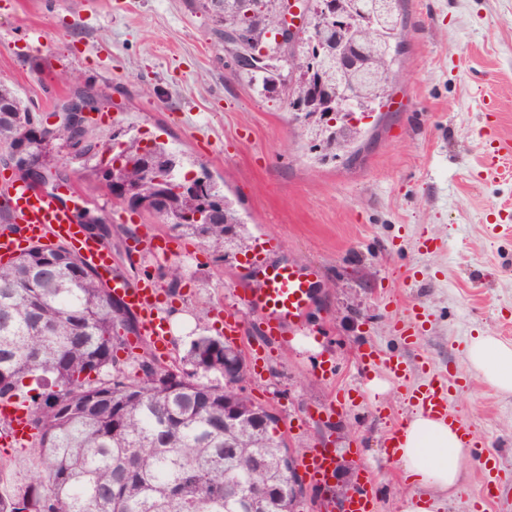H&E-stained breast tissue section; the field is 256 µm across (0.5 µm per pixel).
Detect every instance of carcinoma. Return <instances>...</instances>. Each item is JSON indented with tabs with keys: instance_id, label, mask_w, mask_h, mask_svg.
I'll return each mask as SVG.
<instances>
[{
	"instance_id": "carcinoma-1",
	"label": "carcinoma",
	"mask_w": 512,
	"mask_h": 512,
	"mask_svg": "<svg viewBox=\"0 0 512 512\" xmlns=\"http://www.w3.org/2000/svg\"><path fill=\"white\" fill-rule=\"evenodd\" d=\"M276 0H205L204 8L219 23L220 35L239 32L262 42L278 65L271 69L237 67V76L263 89L280 84L288 107L306 111L308 91L293 78L311 72L314 83L344 91L357 87L373 106L389 100L400 77L401 51L381 52L370 39L360 47V65L336 80L333 61L310 41L336 40L332 28H312L297 41L312 46L305 56L266 38L278 23ZM405 17L384 21L381 37L405 40ZM39 117L9 86L0 83V159L23 142L28 125ZM48 143L32 151L49 171L68 176L63 150L69 128L46 134ZM325 153L336 157L353 143L351 136L321 135ZM112 174L151 196L162 189L182 210L201 197L215 201L213 224H172L174 236L199 239L224 254L225 224L241 237L243 221L206 170L195 183L202 196L182 190L183 158L162 142L153 143L150 159L132 139L112 155ZM161 179L160 184L153 180ZM139 337L143 352H128L133 369L118 364L116 353ZM232 343L212 336L194 339L180 366L157 363L141 337L136 315L69 246L57 242L29 244L0 260V403L29 402L32 430L27 446L37 471L25 484L0 491V512H279L291 494L280 465L288 454V433L276 436L260 413L264 406L251 395L239 397L244 421L224 428V398L234 390L204 381L224 373V350Z\"/></svg>"
}]
</instances>
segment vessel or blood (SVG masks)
I'll return each instance as SVG.
<instances>
[{
    "label": "vessel or blood",
    "mask_w": 512,
    "mask_h": 512,
    "mask_svg": "<svg viewBox=\"0 0 512 512\" xmlns=\"http://www.w3.org/2000/svg\"><path fill=\"white\" fill-rule=\"evenodd\" d=\"M512 157V140L488 134L482 146V158L487 174L497 175L502 160ZM11 205L14 221L20 224V236L0 233V255L8 257L16 252L21 242L48 236L69 244L112 287L114 296L120 298L138 317L141 328L157 350H164L168 343L170 326L159 313L162 290L152 278L140 280L135 287L112 274L109 250L102 243L85 235L75 224L68 208L48 193L30 190L17 184L11 188ZM244 278L260 282L256 291L243 294V307L258 314L269 339H281L287 330L298 325L310 299V282L306 272L292 264L259 262L243 271ZM367 364L384 367L397 380L405 378L407 364L400 358H386L376 350L363 354ZM457 385L456 376L443 371L428 373L424 383L407 393L410 409L425 416L448 423L462 436L473 437L470 423L463 417L449 414L448 399ZM6 415L11 422L8 442L29 440L31 431L24 409L8 407ZM301 468L316 489L329 490L336 475V451L332 448H314L301 459ZM376 498L370 484L356 478L355 485L345 499V512H375Z\"/></svg>",
    "instance_id": "1"
}]
</instances>
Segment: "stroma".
Masks as SVG:
<instances>
[{"mask_svg":"<svg viewBox=\"0 0 512 512\" xmlns=\"http://www.w3.org/2000/svg\"><path fill=\"white\" fill-rule=\"evenodd\" d=\"M203 2L0 0V81L32 111L49 112L70 90L61 73L81 77L106 102L105 146L136 136L205 164L252 254L308 273L313 301L302 327L273 342L251 315L238 335L264 354L248 392L276 410L293 448L335 449L375 487L376 512H401L403 493L427 490L408 482L382 443L412 418L404 397L427 358L464 376L448 409L480 439L464 486L438 496L436 512H512V394L475 381L465 356L477 335L512 344V236L491 227L495 214L512 213V160L489 177L481 154L487 130L512 138V0H405L403 77L381 123L360 125L350 152L333 160L315 149L281 89L235 76ZM36 30L46 46L32 43ZM489 111L498 115L492 128ZM89 204L108 217L112 267L129 283L181 267L179 293L161 307L172 326L161 364L198 336L218 335L219 311L245 286L240 260L189 236L165 256L128 254L127 230L160 240L161 219L124 210L105 190ZM422 235L437 251H418ZM413 305L428 316L415 349L395 328ZM370 346L402 356L405 380L364 366ZM326 359L334 368L324 374ZM485 457L494 471L482 467ZM493 473L501 482L479 504Z\"/></svg>","mask_w":512,"mask_h":512,"instance_id":"obj_1","label":"stroma"}]
</instances>
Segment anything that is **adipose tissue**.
Wrapping results in <instances>:
<instances>
[{
  "instance_id": "1",
  "label": "adipose tissue",
  "mask_w": 512,
  "mask_h": 512,
  "mask_svg": "<svg viewBox=\"0 0 512 512\" xmlns=\"http://www.w3.org/2000/svg\"><path fill=\"white\" fill-rule=\"evenodd\" d=\"M466 358L480 382L512 393L511 344L488 333L475 336L466 346ZM398 458L409 480L452 494L466 477L472 451L446 423L417 414L400 431Z\"/></svg>"
}]
</instances>
